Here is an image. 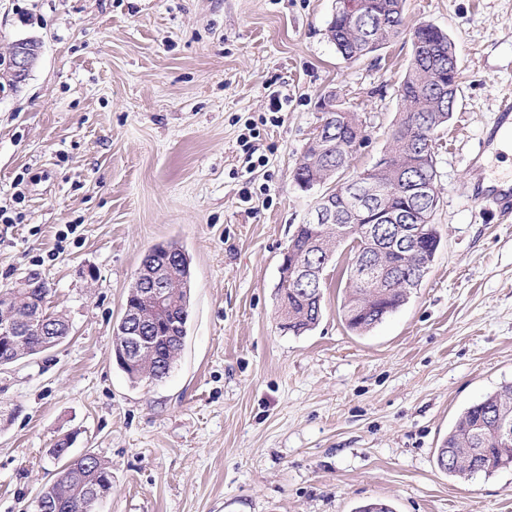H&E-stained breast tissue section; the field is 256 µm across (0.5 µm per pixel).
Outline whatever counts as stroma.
Listing matches in <instances>:
<instances>
[{"instance_id": "35a3bbf8", "label": "stroma", "mask_w": 512, "mask_h": 512, "mask_svg": "<svg viewBox=\"0 0 512 512\" xmlns=\"http://www.w3.org/2000/svg\"><path fill=\"white\" fill-rule=\"evenodd\" d=\"M334 0H0V289L27 273L72 325L0 366V512H31L74 437L112 468L95 512H512V469L458 478L437 450L512 384V222L469 197V158L512 90V0H405L402 34L344 59ZM456 42L462 93L438 134L439 249L408 302L364 335L342 318L347 256L311 332L279 327L276 286L314 196L294 180L322 98L357 112L350 170L401 117L410 33ZM76 238L60 239L65 225ZM189 254L187 339L134 384L112 328L149 249Z\"/></svg>"}]
</instances>
